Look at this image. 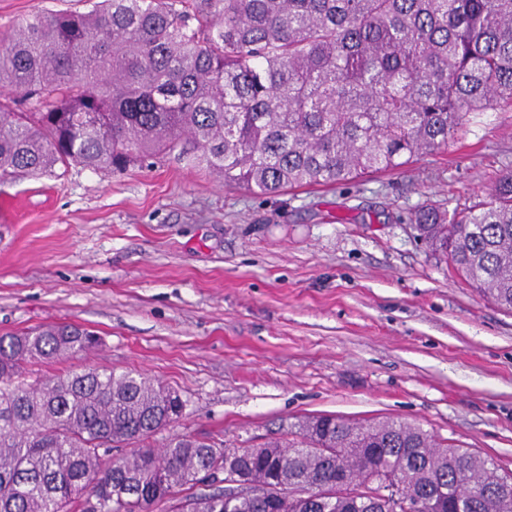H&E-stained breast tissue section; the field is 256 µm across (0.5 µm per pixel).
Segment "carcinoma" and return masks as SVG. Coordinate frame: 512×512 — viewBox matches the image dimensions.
Masks as SVG:
<instances>
[{"mask_svg":"<svg viewBox=\"0 0 512 512\" xmlns=\"http://www.w3.org/2000/svg\"><path fill=\"white\" fill-rule=\"evenodd\" d=\"M0 178L121 170L172 153L263 195L399 169L512 105V0H96L35 14L0 47ZM423 241L512 311V171L464 209L422 207ZM54 323L0 336V512H512V471L408 422L331 414L235 448L154 437L173 390L94 369L25 366L88 353ZM358 469L385 497L336 494ZM238 480L196 492L205 483ZM319 495L280 497V485Z\"/></svg>","mask_w":512,"mask_h":512,"instance_id":"carcinoma-1","label":"carcinoma"}]
</instances>
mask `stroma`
I'll return each instance as SVG.
<instances>
[{
	"label": "stroma",
	"mask_w": 512,
	"mask_h": 512,
	"mask_svg": "<svg viewBox=\"0 0 512 512\" xmlns=\"http://www.w3.org/2000/svg\"><path fill=\"white\" fill-rule=\"evenodd\" d=\"M90 0H0V39ZM512 171V109L406 167L261 196L168 156L0 180V335L94 330L27 369L132 371L177 391L156 437L261 446L281 422L399 418L512 470V313L431 254L409 217L487 199Z\"/></svg>",
	"instance_id": "obj_1"
}]
</instances>
